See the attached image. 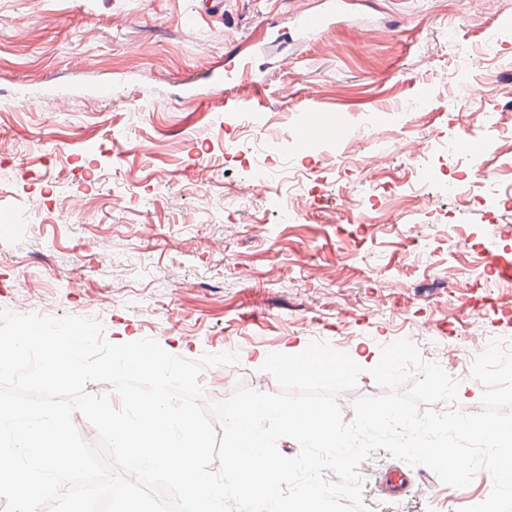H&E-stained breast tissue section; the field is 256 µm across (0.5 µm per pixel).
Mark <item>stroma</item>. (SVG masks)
Returning <instances> with one entry per match:
<instances>
[{"mask_svg": "<svg viewBox=\"0 0 512 512\" xmlns=\"http://www.w3.org/2000/svg\"><path fill=\"white\" fill-rule=\"evenodd\" d=\"M198 8V0H0V100L29 99L0 110V139L17 149L0 160V183L13 186L0 198V310L92 317L106 341L176 342L187 359L233 343L236 364L199 376L210 402L240 385L277 391L261 366L300 340L354 357L405 339L459 382L478 357L469 336L512 345V279L486 263L492 249L512 264V213L479 205L474 177L464 199L436 192L452 163L446 152L418 168L377 152L400 135L445 148L492 140L493 128L461 127L454 75L474 65L473 109L493 111L512 62V0H356L310 35L294 19L320 13L323 0H224L222 13L204 17ZM237 55L253 58V85L218 77ZM60 92L63 109L48 100ZM224 95L239 111L260 105L275 123L319 111L377 156L367 169L318 167L301 156L272 166L271 187L305 174L317 190L297 221L277 202L239 201L223 126H235L256 162L264 152L239 128V112L212 109ZM419 100L431 111H415ZM71 158L68 191L95 200L92 223L51 195L47 213L29 223L26 199L42 189L30 172ZM379 184L435 198L382 224L367 203ZM202 194L211 211L183 223ZM343 204L353 223H328ZM466 278H490L496 288L460 287ZM399 281L407 290L396 289ZM468 412L512 427V386L484 385ZM402 466L382 449L361 464L374 512H462L491 492L478 476L457 489L411 466L409 488L390 497L381 477Z\"/></svg>", "mask_w": 512, "mask_h": 512, "instance_id": "35a3bbf8", "label": "stroma"}]
</instances>
